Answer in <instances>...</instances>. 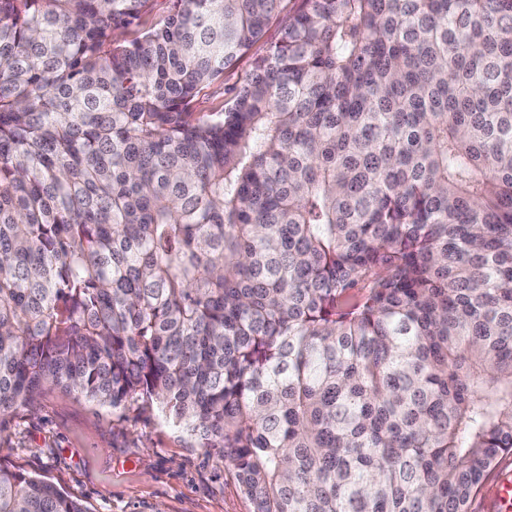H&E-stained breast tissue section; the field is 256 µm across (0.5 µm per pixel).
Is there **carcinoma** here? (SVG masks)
Wrapping results in <instances>:
<instances>
[{"mask_svg":"<svg viewBox=\"0 0 512 512\" xmlns=\"http://www.w3.org/2000/svg\"><path fill=\"white\" fill-rule=\"evenodd\" d=\"M157 2L0 0V421L141 400L253 512H471L512 453V0ZM0 512L85 510L0 468ZM252 58L246 56L241 59L234 70L226 74L224 84L211 89L198 103V112H213L224 106V100L232 95V89L238 79L251 67Z\"/></svg>","mask_w":512,"mask_h":512,"instance_id":"carcinoma-1","label":"carcinoma"}]
</instances>
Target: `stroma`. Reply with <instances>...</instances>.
Wrapping results in <instances>:
<instances>
[{"label": "stroma", "instance_id": "stroma-1", "mask_svg": "<svg viewBox=\"0 0 512 512\" xmlns=\"http://www.w3.org/2000/svg\"><path fill=\"white\" fill-rule=\"evenodd\" d=\"M0 467L58 486L86 512L253 510L231 466L139 401L115 411L47 391L8 418Z\"/></svg>", "mask_w": 512, "mask_h": 512}]
</instances>
